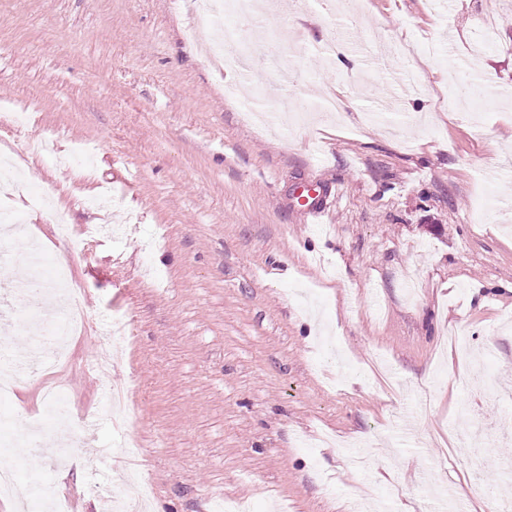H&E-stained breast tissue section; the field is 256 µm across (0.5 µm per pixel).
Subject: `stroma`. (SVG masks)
Wrapping results in <instances>:
<instances>
[{"mask_svg":"<svg viewBox=\"0 0 512 512\" xmlns=\"http://www.w3.org/2000/svg\"><path fill=\"white\" fill-rule=\"evenodd\" d=\"M269 2L235 19L240 80L205 55L218 30L186 38L191 0H0V114L31 115L0 154L27 136L96 148L93 166L17 165L51 195L25 216L43 275L70 254L54 214L124 227L72 267L90 326L68 362L33 372L27 330L0 333L16 378L0 467L35 501L114 512L126 471L112 438L127 429L162 512H344L391 488L388 512H432L440 485L488 512L480 480L512 498V0ZM323 94L343 113L310 111ZM256 106L296 119L260 124ZM312 182L339 191L328 223L296 202ZM104 186L107 212L91 204ZM112 314L133 329L112 373L133 404L116 414L85 370ZM458 326L496 347L470 390ZM57 381L56 408L96 415L73 465L29 436L54 433Z\"/></svg>","mask_w":512,"mask_h":512,"instance_id":"obj_1","label":"stroma"}]
</instances>
